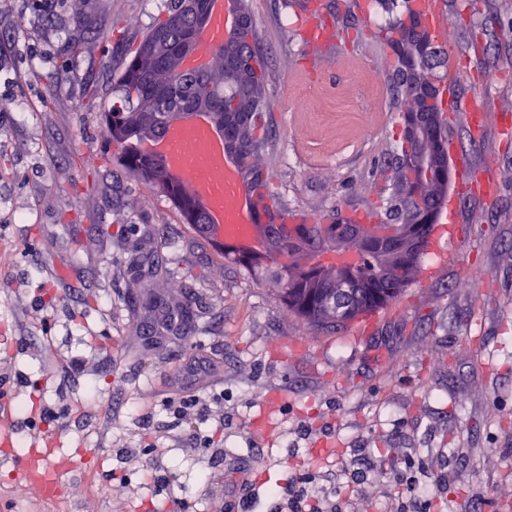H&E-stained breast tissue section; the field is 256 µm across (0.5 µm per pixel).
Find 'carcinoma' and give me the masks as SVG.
I'll use <instances>...</instances> for the list:
<instances>
[{"label":"carcinoma","instance_id":"cac0c4a2","mask_svg":"<svg viewBox=\"0 0 512 512\" xmlns=\"http://www.w3.org/2000/svg\"><path fill=\"white\" fill-rule=\"evenodd\" d=\"M353 2L346 0L340 12L336 0H324L323 8L337 24L360 31L363 26L356 24L359 17ZM238 7L246 20L237 42L255 46V52L239 58L234 45L220 46L212 53L210 70L199 74L182 68L169 55L150 57L159 43L176 44L194 24L185 0H167L165 13L143 34L131 61L112 76V105L103 113L106 135L117 146L120 166L165 194L183 223L218 250L222 247L212 225L199 218V201L166 169L161 157L145 150L161 128L188 119V109L199 104L211 108L209 120L216 131L227 133L226 150L239 165L263 239L259 247L246 242L222 249L246 273L278 285L281 302L309 327L332 333L394 303L417 280L448 190V159L437 167H414L408 160L413 146L402 131L377 169L384 187L379 203L367 213L375 222L359 223L330 211L305 218L286 233L275 228L286 223L290 211L272 193L271 176L259 162L269 149L268 72L253 15L243 3ZM411 23L418 20L409 15L379 29L383 44L390 49V90L396 101L408 104L415 100L417 111L431 113L430 138L446 148L448 129L433 114L436 89L430 71L436 64L448 65V57L432 47L429 34L417 36ZM349 226L358 231L361 242L358 265L338 273L334 267L308 263L306 248L335 250Z\"/></svg>","mask_w":512,"mask_h":512}]
</instances>
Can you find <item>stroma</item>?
Returning a JSON list of instances; mask_svg holds the SVG:
<instances>
[{
  "label": "stroma",
  "instance_id": "1",
  "mask_svg": "<svg viewBox=\"0 0 512 512\" xmlns=\"http://www.w3.org/2000/svg\"><path fill=\"white\" fill-rule=\"evenodd\" d=\"M442 2L458 93L485 118L479 136L449 121L448 139L500 193L454 203L459 237L425 257L426 275L359 340L352 325L310 329L273 283L225 261L118 165L102 121L111 73L165 0H49L44 12L0 0V98L28 104L0 111L5 429L24 455L40 438L34 405L83 407L53 443L73 463L69 512H155L177 500L192 512H289L310 470L333 512H512V135L502 134L512 110L501 105L512 99V0ZM249 3L272 78L273 193L312 216L377 204L373 172L402 128L388 49L365 33L342 61L309 70L296 10ZM362 83L380 91L382 110L368 139L345 145ZM151 299L190 310V322L163 329ZM202 357L221 372L224 423L193 418L214 440L208 454L170 442L173 479L160 493L127 450L146 424L182 434L160 402L174 373ZM274 387L286 399L272 409ZM265 414L274 431L250 430Z\"/></svg>",
  "mask_w": 512,
  "mask_h": 512
}]
</instances>
